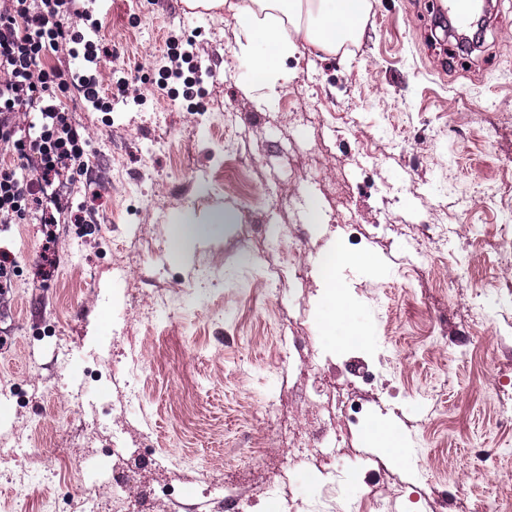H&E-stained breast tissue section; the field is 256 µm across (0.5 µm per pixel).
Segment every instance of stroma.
<instances>
[{"instance_id": "1", "label": "stroma", "mask_w": 512, "mask_h": 512, "mask_svg": "<svg viewBox=\"0 0 512 512\" xmlns=\"http://www.w3.org/2000/svg\"><path fill=\"white\" fill-rule=\"evenodd\" d=\"M444 8L370 0L357 42L306 47L257 89L229 8L111 0L112 109L71 114L109 176L89 171L68 204L97 220L55 225L50 245L41 225L0 224V442L16 446L0 512H78L111 498L116 467L142 512H170L166 488L236 512L207 494L227 481L251 512H497L512 497L497 412L512 263L487 247L512 206V0H490L474 60L445 51ZM170 36L198 66L189 100L158 82ZM335 285L365 333L353 354L325 325ZM162 294L173 308L151 318ZM342 392L400 449L351 424ZM325 426L341 447L296 462L291 439Z\"/></svg>"}]
</instances>
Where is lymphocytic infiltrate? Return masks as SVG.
I'll list each match as a JSON object with an SVG mask.
<instances>
[{
    "label": "lymphocytic infiltrate",
    "instance_id": "obj_1",
    "mask_svg": "<svg viewBox=\"0 0 512 512\" xmlns=\"http://www.w3.org/2000/svg\"><path fill=\"white\" fill-rule=\"evenodd\" d=\"M86 2L0 0V144L13 155L12 161H0V224L60 223L63 210L45 195V186L88 173V135L70 120L62 97L73 88L100 109L109 108L111 100L96 75L39 65L69 45L82 46L94 64L111 57L107 46L86 39L73 24L81 17L100 27ZM24 112L33 116L25 127L20 124Z\"/></svg>",
    "mask_w": 512,
    "mask_h": 512
}]
</instances>
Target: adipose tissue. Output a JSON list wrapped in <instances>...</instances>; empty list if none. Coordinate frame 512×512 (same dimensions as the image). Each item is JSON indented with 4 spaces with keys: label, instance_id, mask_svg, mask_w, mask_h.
I'll list each match as a JSON object with an SVG mask.
<instances>
[{
    "label": "adipose tissue",
    "instance_id": "1",
    "mask_svg": "<svg viewBox=\"0 0 512 512\" xmlns=\"http://www.w3.org/2000/svg\"><path fill=\"white\" fill-rule=\"evenodd\" d=\"M368 10V0H240L235 7L243 35L239 52L250 61L252 85L271 86L279 77L280 58L300 48L332 52L357 39ZM290 27L295 37L286 33Z\"/></svg>",
    "mask_w": 512,
    "mask_h": 512
}]
</instances>
